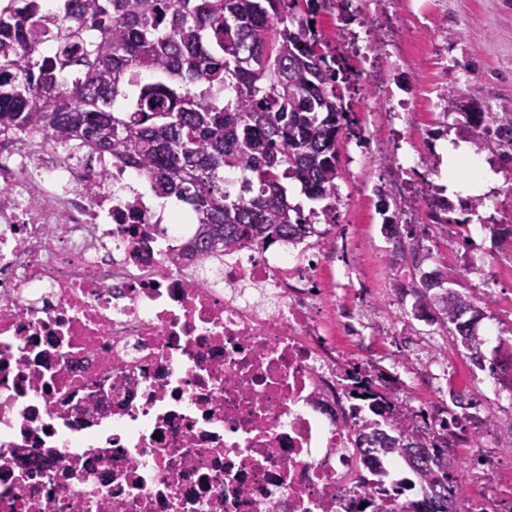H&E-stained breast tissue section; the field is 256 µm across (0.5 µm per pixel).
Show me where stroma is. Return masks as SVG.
<instances>
[{
	"label": "stroma",
	"instance_id": "obj_1",
	"mask_svg": "<svg viewBox=\"0 0 512 512\" xmlns=\"http://www.w3.org/2000/svg\"><path fill=\"white\" fill-rule=\"evenodd\" d=\"M444 6L449 55L461 64L452 75L457 104L443 117L428 110L426 97L445 75L430 57L424 25L412 21L409 34L417 52L413 59L396 64L391 74L417 113L395 117L382 109L358 113L360 124L373 130V142L360 146L347 137L339 141L336 185L344 205L329 227L336 258L324 278L339 305L365 321L360 340L342 341L346 360L376 365L388 376L397 396L418 409L450 406L453 393L461 391L491 406L493 415L482 429L497 470L483 466L468 445H459L455 453L467 463L468 494L492 501L498 512H507L512 506V485L499 482L497 475L512 467V445L503 435L512 422V349L506 345L512 338V241L493 237L489 226L512 225V166L495 153L482 152V159L504 175L489 194L490 204L467 210L462 193H450L453 218L470 226L467 245H458L454 230L439 226L417 235L423 248L459 273L465 291L478 298L492 295V309L479 321L477 332L485 339L487 360L500 366L495 375L473 366L466 350L437 324L415 319L411 299L397 295L399 275L390 261L392 243L382 228L374 190L386 175L376 144L388 134L399 135V156L430 150L443 156L466 123L463 105L512 112V0H445Z\"/></svg>",
	"mask_w": 512,
	"mask_h": 512
}]
</instances>
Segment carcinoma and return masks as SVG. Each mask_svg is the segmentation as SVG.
<instances>
[{
	"label": "carcinoma",
	"instance_id": "obj_1",
	"mask_svg": "<svg viewBox=\"0 0 512 512\" xmlns=\"http://www.w3.org/2000/svg\"><path fill=\"white\" fill-rule=\"evenodd\" d=\"M324 0H7L0 7V130L39 131L137 169L155 196L188 204L208 256L236 242H295L324 232L291 204L284 181L335 210L338 141L353 121L347 62L315 21ZM476 151L512 163V112H468ZM384 230L418 269L431 252L412 225ZM437 265L400 291L416 318L438 322L483 369V310ZM352 440L370 476L349 512H460L463 462L448 433L479 420L446 408L409 426L385 374L347 365ZM388 455L412 479L386 486ZM365 508H360L361 504Z\"/></svg>",
	"mask_w": 512,
	"mask_h": 512
}]
</instances>
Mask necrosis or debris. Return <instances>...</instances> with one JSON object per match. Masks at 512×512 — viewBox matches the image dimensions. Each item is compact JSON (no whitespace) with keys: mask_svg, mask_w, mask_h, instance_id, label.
Masks as SVG:
<instances>
[{"mask_svg":"<svg viewBox=\"0 0 512 512\" xmlns=\"http://www.w3.org/2000/svg\"><path fill=\"white\" fill-rule=\"evenodd\" d=\"M359 83L413 0H359ZM139 171L0 131V512H347L328 240L198 258Z\"/></svg>","mask_w":512,"mask_h":512,"instance_id":"1","label":"necrosis or debris"}]
</instances>
